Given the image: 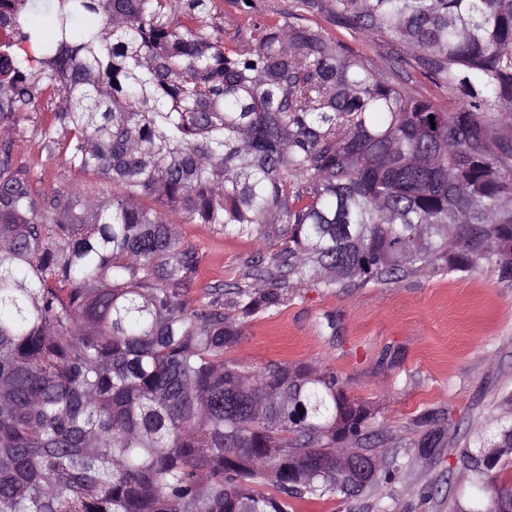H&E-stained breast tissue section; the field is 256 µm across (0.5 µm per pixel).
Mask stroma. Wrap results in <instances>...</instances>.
Returning <instances> with one entry per match:
<instances>
[{"mask_svg": "<svg viewBox=\"0 0 512 512\" xmlns=\"http://www.w3.org/2000/svg\"><path fill=\"white\" fill-rule=\"evenodd\" d=\"M321 24L366 60L391 63L394 46L326 18ZM178 231L203 255V275L188 290L192 299L210 283L240 279L245 260L285 246L272 234L219 235L207 224ZM242 331L230 356L248 370L288 363L336 375L346 396L371 414L367 450L396 471L347 499L291 498L293 512H448L475 496L457 456L512 396V286L489 266L449 274L423 269L368 288L297 284L277 312L245 320ZM427 413L448 439L430 457L416 445Z\"/></svg>", "mask_w": 512, "mask_h": 512, "instance_id": "1", "label": "stroma"}]
</instances>
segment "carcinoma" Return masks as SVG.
Here are the masks:
<instances>
[{
	"label": "carcinoma",
	"instance_id": "1",
	"mask_svg": "<svg viewBox=\"0 0 512 512\" xmlns=\"http://www.w3.org/2000/svg\"><path fill=\"white\" fill-rule=\"evenodd\" d=\"M0 0V512H289L349 498L369 412L334 375L226 353L290 281L359 288L486 263L512 284V0ZM44 10L51 32L31 16ZM394 42L448 109L304 24ZM235 29L229 39L222 33ZM40 113L33 151L12 136ZM64 166L101 177L42 191ZM181 224L286 246L190 300ZM230 295L236 314L224 312ZM445 433L427 428L435 454ZM512 420L464 450L470 512Z\"/></svg>",
	"mask_w": 512,
	"mask_h": 512
}]
</instances>
